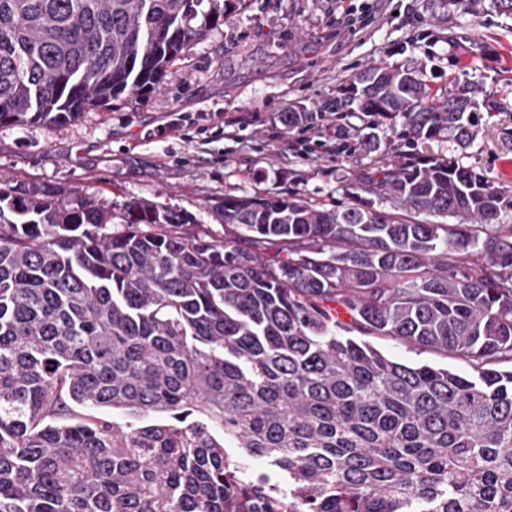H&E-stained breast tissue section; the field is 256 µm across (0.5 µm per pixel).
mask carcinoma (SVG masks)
<instances>
[{
  "instance_id": "1",
  "label": "carcinoma",
  "mask_w": 512,
  "mask_h": 512,
  "mask_svg": "<svg viewBox=\"0 0 512 512\" xmlns=\"http://www.w3.org/2000/svg\"><path fill=\"white\" fill-rule=\"evenodd\" d=\"M236 8L0 0V124L150 93L197 16ZM483 110L471 82L440 99L416 67L354 73L336 113L402 150L333 208L225 194L222 240L147 200L112 234L88 196L0 181V512H512V370L487 367L512 359V189L417 150L468 145ZM248 457L280 482L245 477ZM373 344L387 355L395 358L396 360L416 363V362H432L441 365H447L456 371L473 374L477 369L467 360L452 355L437 353L431 350H422L407 346L391 338L378 337L370 338Z\"/></svg>"
}]
</instances>
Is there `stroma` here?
<instances>
[{
    "label": "stroma",
    "mask_w": 512,
    "mask_h": 512,
    "mask_svg": "<svg viewBox=\"0 0 512 512\" xmlns=\"http://www.w3.org/2000/svg\"><path fill=\"white\" fill-rule=\"evenodd\" d=\"M194 24L204 36L153 92L54 127L0 124V180L63 185L116 212L158 201L218 239L215 204L228 193L347 203L345 177L378 152L341 153L331 141L313 153L285 149L279 116L297 102L324 110L345 76L384 62L419 66L437 94L471 82L501 103L466 147L443 135L419 148L512 188V16L488 6L453 12L444 0H240L226 23ZM374 344L399 361L474 371L465 359L390 338Z\"/></svg>",
    "instance_id": "35a3bbf8"
}]
</instances>
